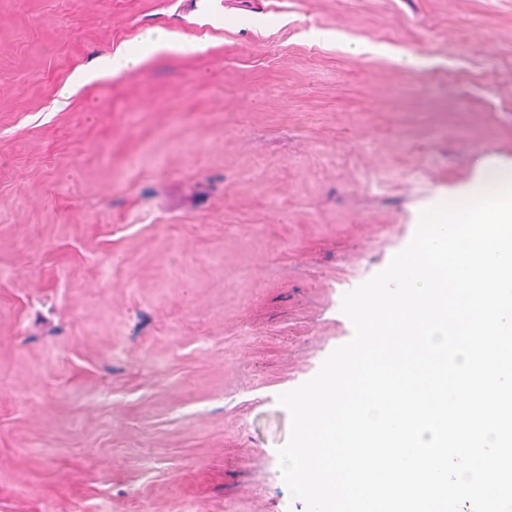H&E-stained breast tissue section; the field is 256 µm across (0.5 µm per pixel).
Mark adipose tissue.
<instances>
[{"instance_id": "adipose-tissue-1", "label": "adipose tissue", "mask_w": 512, "mask_h": 512, "mask_svg": "<svg viewBox=\"0 0 512 512\" xmlns=\"http://www.w3.org/2000/svg\"><path fill=\"white\" fill-rule=\"evenodd\" d=\"M141 43L140 50L120 49L101 56L94 68L76 70L71 77V86L87 85L124 71L138 69L156 55L179 54L194 48L193 43L177 38L175 33L163 28L146 30L141 36Z\"/></svg>"}]
</instances>
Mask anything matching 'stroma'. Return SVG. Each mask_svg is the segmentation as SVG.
I'll use <instances>...</instances> for the list:
<instances>
[{"mask_svg":"<svg viewBox=\"0 0 512 512\" xmlns=\"http://www.w3.org/2000/svg\"><path fill=\"white\" fill-rule=\"evenodd\" d=\"M150 27L200 49L61 98ZM485 161L512 0H0V512H306L278 396Z\"/></svg>","mask_w":512,"mask_h":512,"instance_id":"stroma-1","label":"stroma"}]
</instances>
